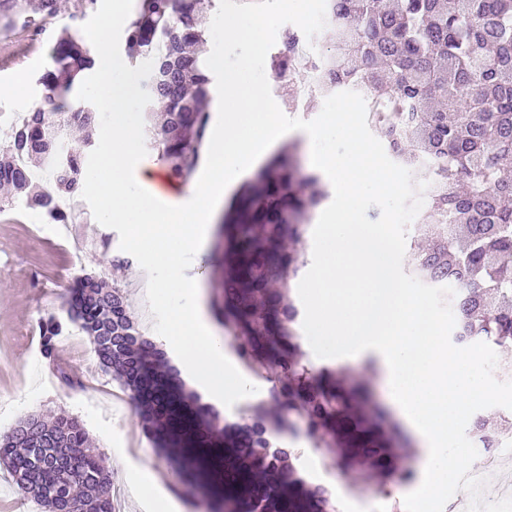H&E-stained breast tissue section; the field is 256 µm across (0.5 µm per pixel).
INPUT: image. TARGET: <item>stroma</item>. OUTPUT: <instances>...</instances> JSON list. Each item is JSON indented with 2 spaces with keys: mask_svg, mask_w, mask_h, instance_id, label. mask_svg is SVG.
<instances>
[{
  "mask_svg": "<svg viewBox=\"0 0 512 512\" xmlns=\"http://www.w3.org/2000/svg\"><path fill=\"white\" fill-rule=\"evenodd\" d=\"M77 0H60L59 15L42 33L17 28L0 32V52L19 57L11 69H0V121L18 113V97L42 103L44 90L37 78L50 68L49 42L58 28L71 24ZM40 214L23 199L0 211V433L30 413H67L77 417L101 454L112 476L113 512H151L132 489L154 482L160 495L171 500L173 512H205L182 495L179 467L155 449L140 425L139 408L110 373L103 370L87 338L67 326L68 354L50 364L41 347L40 322L49 316L65 317L69 291L76 279L95 274L134 293L139 285V264L117 268L120 237L111 228L97 226L94 248L75 259L85 239L81 231L62 224H43ZM69 381H62L61 373ZM278 447L293 449V463L308 483H320L333 504L344 512H368L370 504L387 503V512H405L395 497L393 483H373L363 497L347 498L351 476L336 468L330 457L312 451L304 436L280 434Z\"/></svg>",
  "mask_w": 512,
  "mask_h": 512,
  "instance_id": "stroma-1",
  "label": "stroma"
}]
</instances>
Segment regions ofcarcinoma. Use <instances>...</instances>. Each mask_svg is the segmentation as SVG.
I'll list each match as a JSON object with an SVG mask.
<instances>
[{
    "label": "carcinoma",
    "instance_id": "1",
    "mask_svg": "<svg viewBox=\"0 0 512 512\" xmlns=\"http://www.w3.org/2000/svg\"><path fill=\"white\" fill-rule=\"evenodd\" d=\"M218 0H138L125 30L131 60H153L146 84L145 135L167 161L172 176L188 178L198 164L210 113L211 83L205 58L203 19ZM57 0H0V27L21 16L45 22ZM326 18L336 40L318 55L323 80L308 105L347 88L367 93L374 106L368 121L379 128L399 164L417 178L431 177L428 222L411 234L428 247L413 266L427 283L455 290L454 340L512 347V0H327ZM288 30L271 66L293 93L308 71ZM52 65L38 79L45 105L12 125L0 141V189L32 208L53 212L81 180V154L65 146L71 127L94 143L96 109L74 99L76 80L94 66L93 50L70 27L53 39ZM54 169L55 187H41L33 167ZM328 193L320 177L300 170L288 146L232 198L224 214V244L216 257L222 273L212 304L233 335L240 360L254 372L273 371L270 400L250 422L220 424L212 408L188 389L165 353L139 331L119 286L82 276L72 287L67 320L41 324L42 351L53 361L65 323L90 339L106 371L131 392L144 434L160 449L174 447L171 419L187 425L194 448L220 444L243 460L241 479L260 489V502L230 506L224 490L196 456H181L184 495L206 496L209 512H276L288 483L308 512H330L320 485L296 476L291 452L276 448L272 432L293 429L300 418L314 447L333 453L348 472L367 467L386 480L402 470L410 444L394 441L390 424L357 374L340 379L301 364L291 300L292 280L305 263L308 223ZM469 437L499 443L500 433L482 416ZM0 462L16 485L48 512H112V479L102 456L89 446L77 418L51 421L33 415L0 434ZM61 464L77 467L65 492L47 499Z\"/></svg>",
    "mask_w": 512,
    "mask_h": 512
}]
</instances>
